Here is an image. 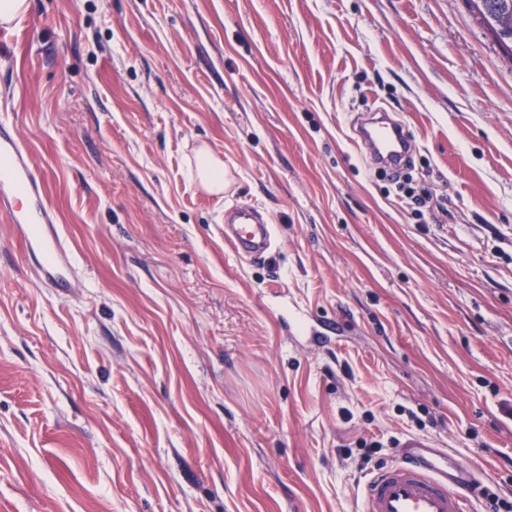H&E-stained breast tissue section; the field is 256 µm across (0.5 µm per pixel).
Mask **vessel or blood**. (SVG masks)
Instances as JSON below:
<instances>
[{
    "label": "vessel or blood",
    "mask_w": 512,
    "mask_h": 512,
    "mask_svg": "<svg viewBox=\"0 0 512 512\" xmlns=\"http://www.w3.org/2000/svg\"><path fill=\"white\" fill-rule=\"evenodd\" d=\"M356 143L390 170L411 150L403 122L376 113L354 129ZM0 214L16 224L27 255L46 283L71 287L77 270L47 201L46 177L34 167L15 125L0 122ZM224 242L237 256L262 259L274 245V226L263 210L237 203L224 210ZM397 459L372 477L360 512H469L475 474L456 454L421 435L395 441Z\"/></svg>",
    "instance_id": "b4317fda"
}]
</instances>
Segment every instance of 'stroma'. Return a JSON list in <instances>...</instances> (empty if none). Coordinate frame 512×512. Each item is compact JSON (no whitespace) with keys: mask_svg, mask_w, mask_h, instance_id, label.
Instances as JSON below:
<instances>
[{"mask_svg":"<svg viewBox=\"0 0 512 512\" xmlns=\"http://www.w3.org/2000/svg\"><path fill=\"white\" fill-rule=\"evenodd\" d=\"M27 5L0 121L81 280L37 279L0 215V512H358L405 433L512 501V61L467 0ZM379 107L398 185L353 139ZM238 202L264 260L224 245ZM196 180L209 190H221L224 186L223 165L209 153L201 151L197 160ZM224 243L239 257L260 260L274 245V225L263 210L252 204L237 203L224 208Z\"/></svg>","mask_w":512,"mask_h":512,"instance_id":"1","label":"stroma"}]
</instances>
